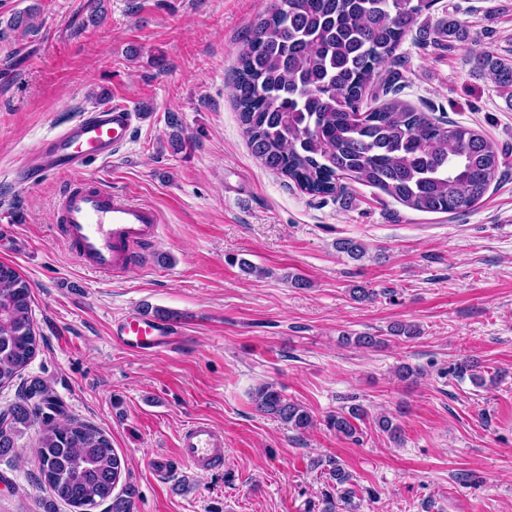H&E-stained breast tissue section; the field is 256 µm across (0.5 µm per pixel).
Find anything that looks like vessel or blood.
<instances>
[{
    "mask_svg": "<svg viewBox=\"0 0 512 512\" xmlns=\"http://www.w3.org/2000/svg\"><path fill=\"white\" fill-rule=\"evenodd\" d=\"M137 114L129 105L113 103L76 119L52 137L40 141L24 166L21 181L31 185L45 176L71 174L75 180L59 196L55 218L75 259L107 276L124 272L134 256L159 234L158 212L125 193L78 180L94 162H110L128 141ZM115 345L131 352L158 351L176 333L170 324L142 312L115 322ZM178 455L193 467L206 469L224 458V433L195 421L179 437Z\"/></svg>",
    "mask_w": 512,
    "mask_h": 512,
    "instance_id": "vessel-or-blood-1",
    "label": "vessel or blood"
}]
</instances>
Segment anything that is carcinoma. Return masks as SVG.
<instances>
[{
  "label": "carcinoma",
  "instance_id": "cac0c4a2",
  "mask_svg": "<svg viewBox=\"0 0 512 512\" xmlns=\"http://www.w3.org/2000/svg\"><path fill=\"white\" fill-rule=\"evenodd\" d=\"M435 0H274L238 55L234 98L253 156L314 196H331L346 177L376 187L394 200L426 213L472 209L500 177L501 153L487 135L419 111L396 97L388 65L405 36ZM38 6L11 14L0 40L37 32ZM472 68L501 89L512 87V60L484 51ZM393 94L378 106L369 91ZM29 282L0 263V387L21 377L40 350ZM3 411L0 457L14 450L20 427L41 425L37 455L53 493L75 512L107 503L108 512H135L137 489L119 483L124 464L95 426L56 415L62 406L41 381L18 391ZM256 409L303 433L313 419L271 384L254 395ZM357 406L330 415L327 428L353 438ZM320 510L350 505L351 475L337 460L326 464Z\"/></svg>",
  "mask_w": 512,
  "mask_h": 512
}]
</instances>
